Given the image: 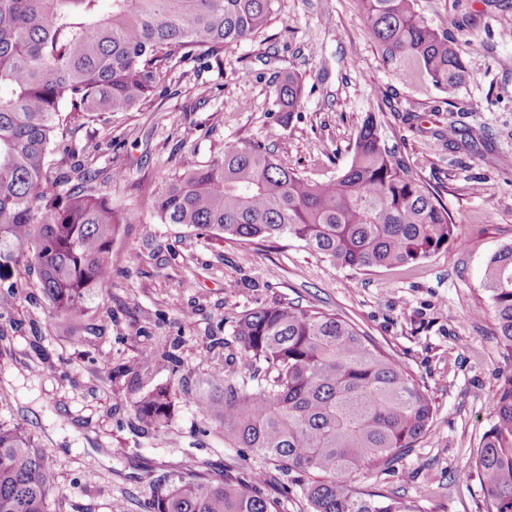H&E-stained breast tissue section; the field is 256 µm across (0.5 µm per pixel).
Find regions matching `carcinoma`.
I'll return each mask as SVG.
<instances>
[{
    "instance_id": "cac0c4a2",
    "label": "carcinoma",
    "mask_w": 512,
    "mask_h": 512,
    "mask_svg": "<svg viewBox=\"0 0 512 512\" xmlns=\"http://www.w3.org/2000/svg\"><path fill=\"white\" fill-rule=\"evenodd\" d=\"M0 0V271L29 262L54 315L73 322L89 292L112 285V243L137 214L112 205L86 163L65 196L50 191L51 147L64 144L60 113L130 112L151 106L168 71L216 58L252 39L278 0ZM367 35L385 56H412L453 94L466 66L457 41L413 0H359ZM279 111L298 110L300 78L276 85ZM153 218L216 240L303 241L333 265L414 264L459 243L448 209L388 147L373 114L348 168L315 182L282 166L268 145L236 142L185 170L152 196ZM483 290L500 353L512 366V242L488 259ZM238 370L212 372L197 399L224 444L307 475L312 512H404L395 498L357 493L346 478L389 468L424 437L433 404L394 356L336 313L292 303L245 311L233 331ZM137 421L171 418L170 390L132 402ZM491 512H512V369L501 375L475 460ZM189 471L153 479L152 512H280L264 486ZM56 473L19 427L0 424V512H49Z\"/></svg>"
}]
</instances>
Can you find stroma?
Listing matches in <instances>:
<instances>
[{
    "instance_id": "1",
    "label": "stroma",
    "mask_w": 512,
    "mask_h": 512,
    "mask_svg": "<svg viewBox=\"0 0 512 512\" xmlns=\"http://www.w3.org/2000/svg\"><path fill=\"white\" fill-rule=\"evenodd\" d=\"M415 8L459 41L467 74L453 98L411 56L385 60L359 0H279L264 33L220 60L173 67L151 107L71 123L69 143L97 170V188L140 220L117 236L112 286L87 297L76 327L53 315L34 267L0 279V292L20 286L14 311L0 316V423L31 435L55 469L50 512H152L160 474L274 471L225 447L196 399L214 369L235 370L242 312L291 301L358 324L433 402L427 435L391 469L350 486L397 497L409 512H488L474 460L506 365L491 317L475 312L486 305L488 258L512 241V0H415ZM288 71L305 86L292 114L273 93ZM371 112L388 146L446 205L461 244L364 272L333 266L294 238L222 242L151 217L149 192L232 142L269 144L283 166L332 179ZM452 123L476 146H450ZM116 168L124 181H112ZM144 348L155 360L124 372ZM158 385L171 389L174 409L164 427L147 429L131 402Z\"/></svg>"
}]
</instances>
